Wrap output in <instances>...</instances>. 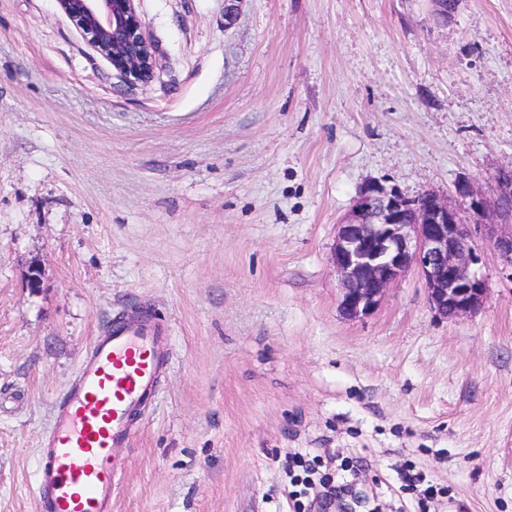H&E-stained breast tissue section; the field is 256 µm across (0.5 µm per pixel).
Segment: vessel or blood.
<instances>
[{"label": "vessel or blood", "instance_id": "obj_1", "mask_svg": "<svg viewBox=\"0 0 512 512\" xmlns=\"http://www.w3.org/2000/svg\"><path fill=\"white\" fill-rule=\"evenodd\" d=\"M168 332L147 313L115 317L101 331L41 443L38 512H112L120 452L134 416L158 392Z\"/></svg>", "mask_w": 512, "mask_h": 512}]
</instances>
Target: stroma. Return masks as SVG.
<instances>
[{
	"mask_svg": "<svg viewBox=\"0 0 512 512\" xmlns=\"http://www.w3.org/2000/svg\"><path fill=\"white\" fill-rule=\"evenodd\" d=\"M162 57L129 86L54 0H0V512L118 314L169 326L112 512H289L283 464L359 459L372 512H512V267L441 320L414 273L339 312L336 226L512 164V0H139ZM40 266L39 290L27 271Z\"/></svg>",
	"mask_w": 512,
	"mask_h": 512,
	"instance_id": "obj_1",
	"label": "stroma"
}]
</instances>
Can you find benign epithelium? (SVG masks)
<instances>
[{
  "label": "benign epithelium",
  "instance_id": "7a95c632",
  "mask_svg": "<svg viewBox=\"0 0 512 512\" xmlns=\"http://www.w3.org/2000/svg\"><path fill=\"white\" fill-rule=\"evenodd\" d=\"M87 46L131 86L159 75L157 47L137 0H56ZM488 196L471 180L456 184L463 206L428 189L415 197L369 184L337 225L331 264L339 283V308L348 320L379 309L387 291L409 272L424 281L428 303L440 319L458 320L484 308L488 284L476 269V242H492L512 266V166L499 169Z\"/></svg>",
  "mask_w": 512,
  "mask_h": 512
}]
</instances>
